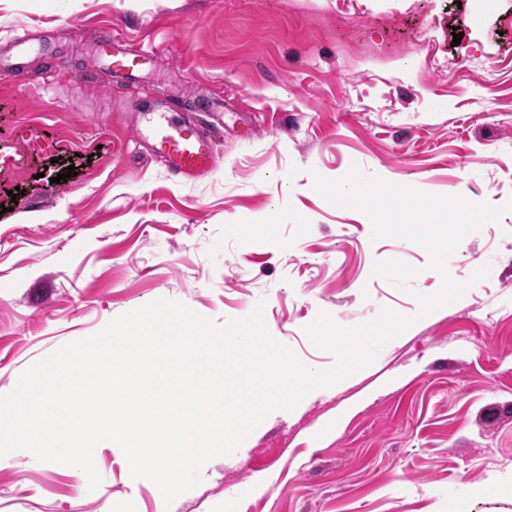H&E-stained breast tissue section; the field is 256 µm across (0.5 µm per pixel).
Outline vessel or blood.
<instances>
[{"mask_svg":"<svg viewBox=\"0 0 512 512\" xmlns=\"http://www.w3.org/2000/svg\"><path fill=\"white\" fill-rule=\"evenodd\" d=\"M101 42L108 69L133 78L142 77L154 57L153 50L147 47L131 52L127 38L112 29L103 32ZM178 109L169 97L147 93L136 133L151 154L163 159L168 172L182 181L193 182L213 169L214 145L198 123L176 118Z\"/></svg>","mask_w":512,"mask_h":512,"instance_id":"b4317fda","label":"vessel or blood"}]
</instances>
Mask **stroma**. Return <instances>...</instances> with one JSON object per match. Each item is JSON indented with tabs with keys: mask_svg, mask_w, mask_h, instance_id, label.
I'll use <instances>...</instances> for the list:
<instances>
[{
	"mask_svg": "<svg viewBox=\"0 0 512 512\" xmlns=\"http://www.w3.org/2000/svg\"><path fill=\"white\" fill-rule=\"evenodd\" d=\"M113 25L155 49L156 87L219 104L208 175L179 182L140 146L136 91L101 67ZM17 38L33 51L15 57ZM0 57L29 75L0 74V395L158 299L219 324L264 303L271 336L315 370L335 363L306 334L320 313L414 320L353 379L272 411L172 506L104 442L93 491L15 452L0 512H512V212L466 235L443 274L314 188L356 164L511 202L512 0H0ZM447 277L464 294L421 315Z\"/></svg>",
	"mask_w": 512,
	"mask_h": 512,
	"instance_id": "obj_1",
	"label": "stroma"
}]
</instances>
